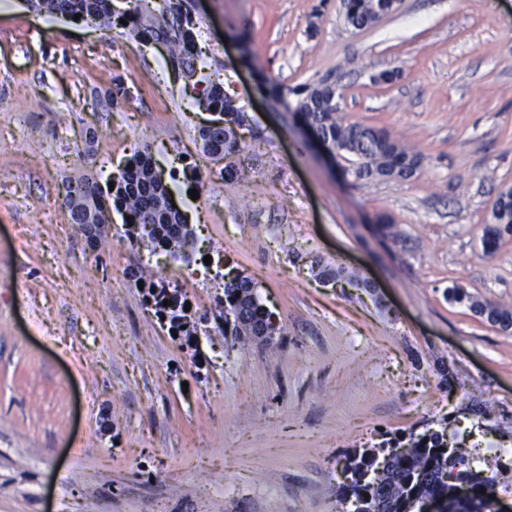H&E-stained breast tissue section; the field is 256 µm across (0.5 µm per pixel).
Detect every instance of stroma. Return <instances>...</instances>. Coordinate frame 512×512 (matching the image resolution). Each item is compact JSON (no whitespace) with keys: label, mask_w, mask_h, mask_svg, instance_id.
I'll return each mask as SVG.
<instances>
[{"label":"stroma","mask_w":512,"mask_h":512,"mask_svg":"<svg viewBox=\"0 0 512 512\" xmlns=\"http://www.w3.org/2000/svg\"><path fill=\"white\" fill-rule=\"evenodd\" d=\"M344 14L193 0L206 69L246 116L247 184L203 152L212 114L155 43L0 0V512H342L347 453L439 429L512 506V331L448 297L512 307V235L482 242L512 188V0ZM325 78L346 120L421 154L414 177L354 182L260 88ZM136 153L178 173L190 262L131 244L120 212L102 249L70 222L63 184L108 186ZM324 266L374 287L324 285ZM231 270L282 326L272 345L225 337ZM134 271L180 286L192 340Z\"/></svg>","instance_id":"35a3bbf8"}]
</instances>
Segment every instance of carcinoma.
I'll use <instances>...</instances> for the list:
<instances>
[{"label": "carcinoma", "mask_w": 512, "mask_h": 512, "mask_svg": "<svg viewBox=\"0 0 512 512\" xmlns=\"http://www.w3.org/2000/svg\"><path fill=\"white\" fill-rule=\"evenodd\" d=\"M164 5L152 9L149 4L135 5L131 11L113 7V0H29L39 14L80 21L107 28L120 25L135 37L161 41L167 49L166 67L170 73L185 80H195L200 86V101L214 111L212 124L199 129L203 149L210 155L227 161L225 170L244 181L255 177V171L237 167L231 161L242 151L238 130L245 121L242 107L224 91V84L197 77L205 62L195 52L196 23L192 17L190 0H163ZM345 8L355 27H366L372 22L366 0H346ZM343 87L326 79L320 85L304 92L293 111L315 134L320 144L339 157L350 155L356 159L350 175L357 181L378 179H407L420 165V154L392 139L374 126L347 122L342 111ZM114 190L104 191L89 177L71 182L64 187V202L71 223L86 234L89 243L98 246L106 223V214L115 209L127 217L128 234L138 242L165 249L179 261L189 259L194 247L193 232L184 224L181 213L173 208L171 190L155 172L151 159L145 154L131 158L119 177ZM512 233V190L499 193L491 210V220L483 235L487 251L496 250L504 236ZM322 280L335 284L345 282L356 288L367 284L346 273L342 268H323ZM148 298L159 317L165 318L170 328L181 331L184 325V301L175 287L161 282H150ZM450 298L466 301L470 308L494 323L512 325V309L483 305L464 289H449ZM224 333L238 339L242 336H260L276 332L272 314L260 303L251 281L237 274L224 283ZM389 460L378 469L379 460L374 449H364L345 456L342 472L347 482L340 491L342 500L357 501L368 498L365 512H401L405 500H448L451 486L448 473L455 470L458 477L485 489V496L496 494V484L483 478V471L468 462L469 453L459 447H448L444 433L433 432L424 438L413 437L405 443L387 448Z\"/></svg>", "instance_id": "obj_1"}]
</instances>
